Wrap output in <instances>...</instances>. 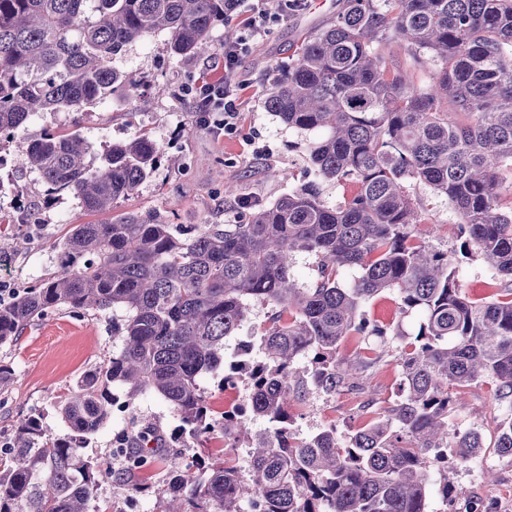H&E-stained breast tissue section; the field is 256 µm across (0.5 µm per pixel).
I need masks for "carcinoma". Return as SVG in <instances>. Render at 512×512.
<instances>
[{
    "mask_svg": "<svg viewBox=\"0 0 512 512\" xmlns=\"http://www.w3.org/2000/svg\"><path fill=\"white\" fill-rule=\"evenodd\" d=\"M224 3L0 0V150L40 112H79L135 88L112 56L153 33L168 34L176 59L208 52ZM392 37L416 60L441 63L429 86L409 83L374 50ZM265 107L317 133L306 144L308 179L243 224H197L190 235L157 213L112 214L156 171L162 143H114L95 164L76 131L44 129L19 142L21 166L106 219L70 225L55 245L54 275L0 302V344L60 307L125 315L112 329L118 353L61 406L69 437L53 436L39 415L17 418L0 463V512H88L98 470L79 450L147 393L194 437L224 435V461L173 460L159 486L136 476L165 459L156 434L121 444L136 466L113 478L117 489L152 493L168 503L164 512H244V503L251 512H427L431 473L448 498V470L432 450L453 448L464 466L484 448L480 431L448 429L466 390L484 378L508 408L496 448L512 457V211L501 209L499 180V168L512 167V0H344L330 26L302 40ZM328 180L357 190L327 207L320 183ZM412 181L452 206L460 241L452 254L414 235ZM298 254L316 259L308 285L291 271ZM471 258L508 287L466 296L458 266ZM350 269L361 275L347 284ZM390 290L402 313L417 314L415 333L366 317L365 305ZM254 300L271 315L244 373L250 415L269 424L253 440L243 421L211 406L202 380L232 385L224 344ZM351 337L364 347L346 355ZM391 348L395 401L363 403L369 417L344 436L334 424L295 433L303 388L361 392L359 380ZM301 359L309 364L297 371ZM243 440L245 467L234 456Z\"/></svg>",
    "mask_w": 512,
    "mask_h": 512,
    "instance_id": "obj_1",
    "label": "carcinoma"
}]
</instances>
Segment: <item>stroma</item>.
I'll return each mask as SVG.
<instances>
[{"mask_svg": "<svg viewBox=\"0 0 512 512\" xmlns=\"http://www.w3.org/2000/svg\"><path fill=\"white\" fill-rule=\"evenodd\" d=\"M338 8L339 0H310L306 9L277 20L263 39L252 44L240 65L247 86L240 96L235 133L201 126L197 103L186 92L189 86L213 83L224 75V26L220 23L211 32L212 53L202 57L173 58L163 32L128 46L113 56L112 66L136 79L135 90L115 93L110 100L77 114L41 113L28 131L78 128L95 158L109 144L148 135L164 143L166 153L155 173L136 194L119 201L115 212H156L172 224L241 223L249 207L272 205L306 179L309 163L304 145L313 140V133L282 123L265 108L264 100L274 78L292 63L299 42L332 22ZM377 49L392 69L406 73L416 85L431 82L435 64H416L404 44L388 40ZM4 174L26 189V201L42 221L40 237H31L27 229L11 224L10 199L0 196V254L10 260L0 267V281L18 291L54 274V244L69 225L89 222L90 216L71 196L47 195L35 173L13 165ZM228 184L235 186V197H225ZM409 192L422 218L420 239L433 249L452 251L457 245V218L447 199L422 182L411 183ZM122 318L119 310L77 316L62 308L28 326L18 341L0 345V361L14 369L10 382L0 386V446L9 442L18 416L32 411L41 414L55 435L67 434L59 405L86 374L111 358L116 348L112 323ZM466 401V410L452 415L451 421L461 428L480 430L485 449L468 466L449 469L448 485L455 495L446 501L432 495L429 512H458L467 499L490 503L496 512H512V458L495 451L496 426L503 409L495 397L494 383L487 379L470 387ZM361 421L354 398L324 399L311 390L297 409L294 428L305 436L333 424L343 433ZM145 427L163 435L169 460L195 454L218 462L223 459V435L194 441L184 435L179 418L162 398L143 395L132 412L113 415L80 451L83 459L102 467L89 512H127L131 507L117 494L108 474L114 466L111 450L121 436ZM489 470L494 471L495 482L486 480Z\"/></svg>", "mask_w": 512, "mask_h": 512, "instance_id": "stroma-1", "label": "stroma"}]
</instances>
